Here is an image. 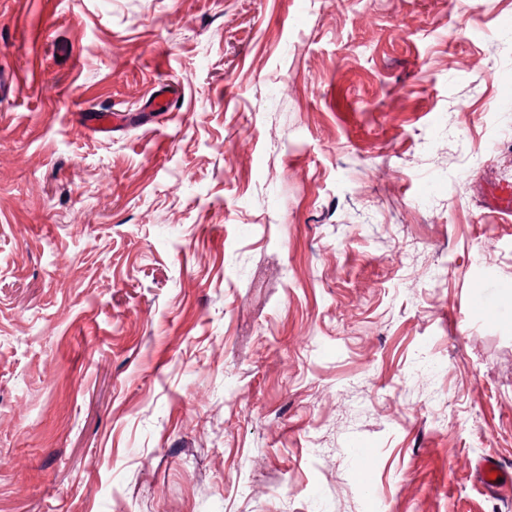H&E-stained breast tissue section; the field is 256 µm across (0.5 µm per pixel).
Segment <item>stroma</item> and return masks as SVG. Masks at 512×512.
Listing matches in <instances>:
<instances>
[{
  "label": "stroma",
  "mask_w": 512,
  "mask_h": 512,
  "mask_svg": "<svg viewBox=\"0 0 512 512\" xmlns=\"http://www.w3.org/2000/svg\"><path fill=\"white\" fill-rule=\"evenodd\" d=\"M509 90L512 0H0V512H512ZM479 479L482 485L487 489H494L499 485L510 482L512 473L502 469L494 460H488L479 472ZM502 479V482H499Z\"/></svg>",
  "instance_id": "35a3bbf8"
}]
</instances>
